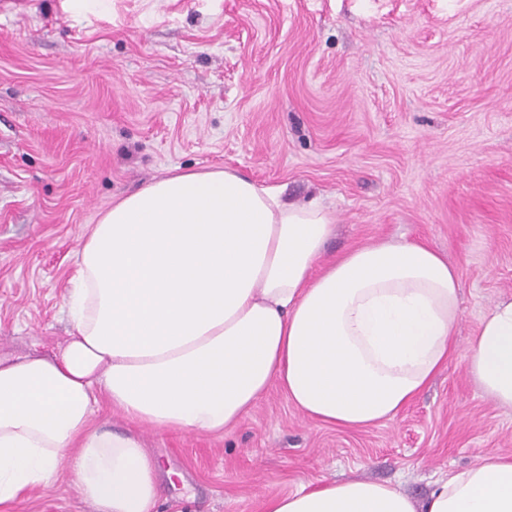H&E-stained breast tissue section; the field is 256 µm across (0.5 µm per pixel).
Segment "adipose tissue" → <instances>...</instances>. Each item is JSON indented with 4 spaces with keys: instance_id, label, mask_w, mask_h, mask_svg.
Instances as JSON below:
<instances>
[{
    "instance_id": "1",
    "label": "adipose tissue",
    "mask_w": 512,
    "mask_h": 512,
    "mask_svg": "<svg viewBox=\"0 0 512 512\" xmlns=\"http://www.w3.org/2000/svg\"><path fill=\"white\" fill-rule=\"evenodd\" d=\"M333 214L229 169L182 171L119 200L76 255L72 331L49 357L0 358V503L60 477L94 512H153L145 430L222 434L271 385L343 427L393 417L458 350L460 279L416 239L330 262ZM469 378L512 407V298L469 342ZM129 420L93 425L99 402ZM264 512H512V457L484 456L418 500L368 480L303 486Z\"/></svg>"
}]
</instances>
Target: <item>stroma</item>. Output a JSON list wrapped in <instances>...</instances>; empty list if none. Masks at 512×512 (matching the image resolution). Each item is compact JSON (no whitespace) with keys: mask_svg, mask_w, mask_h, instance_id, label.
Segmentation results:
<instances>
[{"mask_svg":"<svg viewBox=\"0 0 512 512\" xmlns=\"http://www.w3.org/2000/svg\"><path fill=\"white\" fill-rule=\"evenodd\" d=\"M227 167L336 218L323 254L405 236L461 283L433 383L365 428L310 420L271 386L224 436L149 431L155 512H263L364 479L422 499L512 455V408L463 350L512 297V0H0V357L49 356L87 225L173 169ZM69 473L0 512H87Z\"/></svg>","mask_w":512,"mask_h":512,"instance_id":"35a3bbf8","label":"stroma"}]
</instances>
